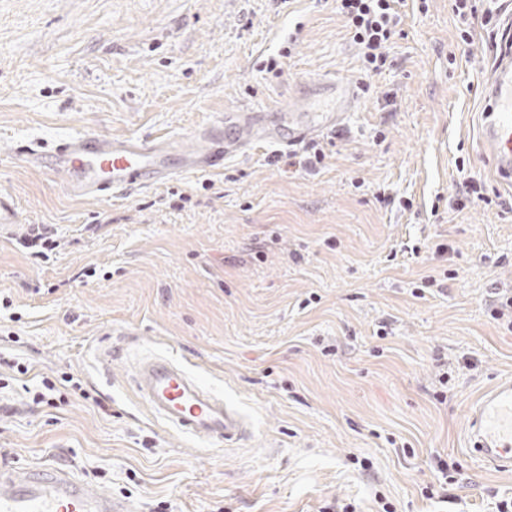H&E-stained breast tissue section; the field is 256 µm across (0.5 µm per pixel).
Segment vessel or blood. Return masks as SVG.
Here are the masks:
<instances>
[{
    "instance_id": "obj_1",
    "label": "vessel or blood",
    "mask_w": 512,
    "mask_h": 512,
    "mask_svg": "<svg viewBox=\"0 0 512 512\" xmlns=\"http://www.w3.org/2000/svg\"><path fill=\"white\" fill-rule=\"evenodd\" d=\"M314 91L337 99V107L300 112L290 106L268 115L251 110L228 112L187 142L83 134L41 148L22 143L14 148L13 157L62 175L72 197L111 198L166 183L184 173L222 168L229 156L260 144L292 147L327 132L356 100L350 83L341 79H326ZM484 98L483 144L498 175L512 179V51L502 53L495 63ZM133 381L150 411L179 432L218 444L243 438L244 424L237 409L173 359L157 355L142 361ZM470 416L473 452L486 464L512 465V377L488 389L473 404ZM0 512H132V508L62 468H1Z\"/></svg>"
}]
</instances>
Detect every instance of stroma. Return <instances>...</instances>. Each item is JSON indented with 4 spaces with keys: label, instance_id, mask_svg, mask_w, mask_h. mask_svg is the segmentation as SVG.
Here are the masks:
<instances>
[{
    "label": "stroma",
    "instance_id": "1",
    "mask_svg": "<svg viewBox=\"0 0 512 512\" xmlns=\"http://www.w3.org/2000/svg\"><path fill=\"white\" fill-rule=\"evenodd\" d=\"M459 27L452 0H414L390 67L319 138V169L260 145L74 199L52 171L8 163L13 146L184 139L324 77L355 82L358 50L336 0H0V194L19 215L0 227V356L31 385L68 373L91 395L49 408L0 389V467L67 469L134 512H496L512 498V468L466 446L473 402L512 376V330L490 315L492 288L512 284V187L477 136L490 29L471 18L463 45ZM278 55L281 75L264 71ZM470 177L502 204L457 205ZM34 224L59 242L48 261L21 245ZM427 275L437 286L413 296ZM150 355L223 396L248 435L213 444L157 421L128 379ZM441 459L459 483L440 487Z\"/></svg>",
    "mask_w": 512,
    "mask_h": 512
}]
</instances>
